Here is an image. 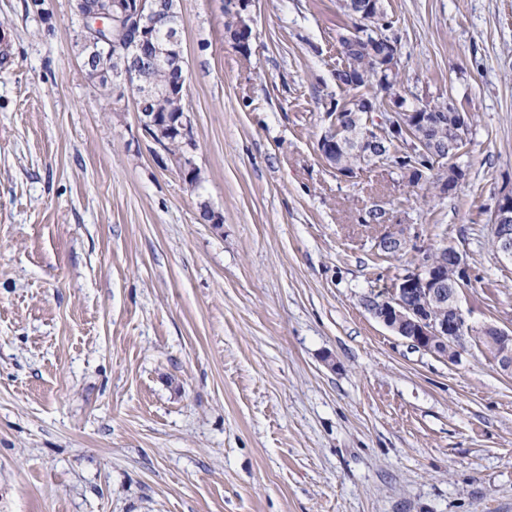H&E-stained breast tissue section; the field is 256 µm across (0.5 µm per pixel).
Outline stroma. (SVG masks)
Instances as JSON below:
<instances>
[{
    "label": "stroma",
    "mask_w": 512,
    "mask_h": 512,
    "mask_svg": "<svg viewBox=\"0 0 512 512\" xmlns=\"http://www.w3.org/2000/svg\"><path fill=\"white\" fill-rule=\"evenodd\" d=\"M0 0V512H512V375L412 349L365 299L448 246L512 328V0H385L400 77L472 115L448 196L344 179L318 141L339 0H178L188 185L85 77L69 0ZM382 205L387 224L361 217ZM220 216L206 223L202 208ZM412 236L393 254L378 240ZM492 230L498 241L491 238L492 247L498 251L501 257L512 260V192L505 193L497 200L492 214ZM500 243V247H499Z\"/></svg>",
    "instance_id": "obj_1"
}]
</instances>
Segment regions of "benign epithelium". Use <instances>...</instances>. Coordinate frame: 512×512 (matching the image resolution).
<instances>
[{"label": "benign epithelium", "instance_id": "benign-epithelium-1", "mask_svg": "<svg viewBox=\"0 0 512 512\" xmlns=\"http://www.w3.org/2000/svg\"><path fill=\"white\" fill-rule=\"evenodd\" d=\"M250 3L251 0L234 2L241 14L240 33L244 46L251 38V28L243 17ZM379 6V0H354L351 14L356 27H364ZM164 8L166 0H104L96 6L87 0H71V11L82 27L91 24L95 29L83 42L86 50L83 67L92 65L94 54L102 46L124 59L133 54L140 42L154 38L152 20ZM112 21L121 26V35L116 39L112 38ZM372 56L380 75L396 71L397 48L378 47L372 50ZM170 61V73L174 76L172 88L181 93L185 86L186 65L182 47L176 48ZM95 85L105 94L112 95L117 103L136 88L144 94L150 93V89L139 82L137 70L126 66L111 73H99ZM362 110L365 118L354 116L350 122L341 112L333 114L330 127L318 143L323 159H329L338 146L347 142L356 144L375 162L391 167L398 150L412 152L419 146L438 163L445 157L456 156L459 146L467 141L470 133L466 117L460 112L455 124L448 127L447 144L441 145L433 139L421 143L412 136L420 117H412V113L405 110L403 99L398 97L388 101L383 112L373 109L367 102ZM165 125L185 137L186 141H191L192 122L188 112H183L176 121L165 120ZM492 230L500 243L499 254L504 260L511 261L512 192L497 200L492 214ZM450 269L457 274L456 284L463 286L467 282V269L456 249H424L415 268L397 278L390 287L368 297L366 307L384 327L414 348L454 362L461 355L465 338L475 335L477 330L467 323L461 308L455 305L458 293L448 287ZM447 300L451 302L448 316L438 320L433 318L429 313L431 305ZM492 330L496 338L495 361L502 371L511 374L512 333L496 326Z\"/></svg>", "mask_w": 512, "mask_h": 512}]
</instances>
